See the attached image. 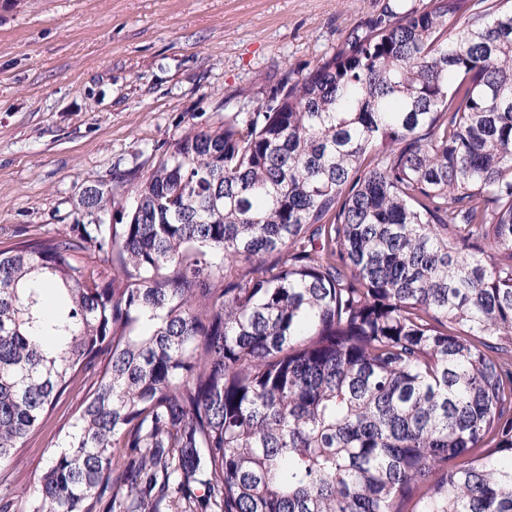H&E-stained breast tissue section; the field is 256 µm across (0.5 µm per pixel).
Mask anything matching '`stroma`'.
<instances>
[{
	"label": "stroma",
	"mask_w": 512,
	"mask_h": 512,
	"mask_svg": "<svg viewBox=\"0 0 512 512\" xmlns=\"http://www.w3.org/2000/svg\"><path fill=\"white\" fill-rule=\"evenodd\" d=\"M387 0H0V248L93 223L98 186L128 197L168 142L256 111ZM88 375L0 464L31 497Z\"/></svg>",
	"instance_id": "1"
}]
</instances>
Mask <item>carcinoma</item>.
I'll use <instances>...</instances> for the list:
<instances>
[{
    "label": "carcinoma",
    "instance_id": "obj_1",
    "mask_svg": "<svg viewBox=\"0 0 512 512\" xmlns=\"http://www.w3.org/2000/svg\"><path fill=\"white\" fill-rule=\"evenodd\" d=\"M131 197L0 249V463L97 376L26 512H512V0L385 6Z\"/></svg>",
    "mask_w": 512,
    "mask_h": 512
}]
</instances>
